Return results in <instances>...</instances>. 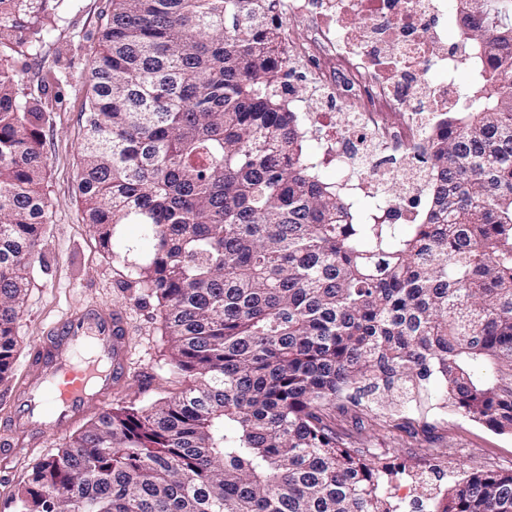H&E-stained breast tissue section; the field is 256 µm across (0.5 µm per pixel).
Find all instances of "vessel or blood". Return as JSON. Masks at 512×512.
<instances>
[{"mask_svg": "<svg viewBox=\"0 0 512 512\" xmlns=\"http://www.w3.org/2000/svg\"><path fill=\"white\" fill-rule=\"evenodd\" d=\"M127 336L125 314L107 304L77 306L53 323L12 398L5 424L13 441L0 452L66 434L86 413L103 409L130 373Z\"/></svg>", "mask_w": 512, "mask_h": 512, "instance_id": "obj_1", "label": "vessel or blood"}]
</instances>
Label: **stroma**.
<instances>
[{
	"label": "stroma",
	"instance_id": "35a3bbf8",
	"mask_svg": "<svg viewBox=\"0 0 512 512\" xmlns=\"http://www.w3.org/2000/svg\"><path fill=\"white\" fill-rule=\"evenodd\" d=\"M110 0H72L65 19L46 38L39 62L21 75L25 92L44 105V153L49 221L41 252L17 323L20 350L12 378L0 386V424L10 410L46 328L77 305L108 302L125 313L130 338L131 375L113 394L111 406L145 404L178 390L180 382L167 365V343L155 304L140 301L127 285L126 268L98 245L85 222L77 185L81 173L79 146L85 132L86 78L99 48L100 29ZM68 66L72 78L59 85L53 74ZM436 380L424 382L418 395L405 401L369 395L359 407L336 411L337 432L355 446L400 455L410 466H422L428 480H451L479 467L512 470V434L499 433L437 402ZM412 422L415 431L387 429L376 418ZM66 436H50L38 446L14 455L0 454V512H13L15 494L32 466L55 454Z\"/></svg>",
	"mask_w": 512,
	"mask_h": 512
}]
</instances>
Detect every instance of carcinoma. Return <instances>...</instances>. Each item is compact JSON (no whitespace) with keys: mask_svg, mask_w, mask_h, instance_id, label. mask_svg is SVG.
<instances>
[{"mask_svg":"<svg viewBox=\"0 0 512 512\" xmlns=\"http://www.w3.org/2000/svg\"><path fill=\"white\" fill-rule=\"evenodd\" d=\"M67 0H0V385L48 223L35 59ZM277 0H112L87 76L79 193L159 306L178 393L104 410L35 464L15 512H397L406 462L332 412L411 393L512 433V0H467L480 84L438 117L406 232L322 176L288 105ZM434 512H512L471 468Z\"/></svg>","mask_w":512,"mask_h":512,"instance_id":"1","label":"carcinoma"}]
</instances>
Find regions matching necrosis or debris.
Here are the masks:
<instances>
[{"instance_id": "1", "label": "necrosis or debris", "mask_w": 512, "mask_h": 512, "mask_svg": "<svg viewBox=\"0 0 512 512\" xmlns=\"http://www.w3.org/2000/svg\"><path fill=\"white\" fill-rule=\"evenodd\" d=\"M282 16L312 15L310 37L282 28L293 63L314 61L315 92L305 101L311 124L322 125L331 103L341 112L334 123L342 137L326 160L338 171L363 166L364 179L350 185L395 219L415 222L427 196L425 159L414 154L405 169L401 195L387 197L392 170L378 163L381 149H406L432 133L433 118L454 111L462 91L464 39L447 42L448 29H461L463 0H280ZM401 113L398 122L390 113Z\"/></svg>"}]
</instances>
